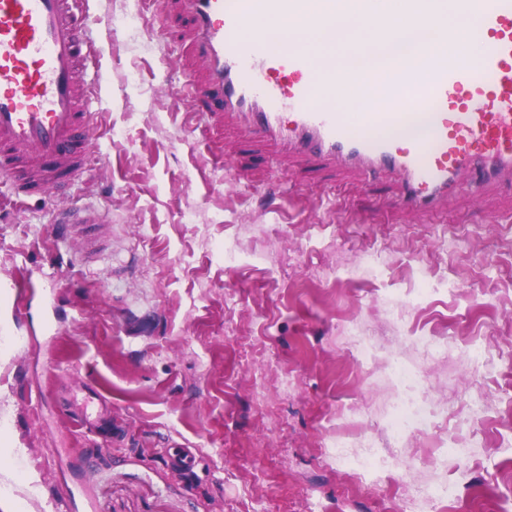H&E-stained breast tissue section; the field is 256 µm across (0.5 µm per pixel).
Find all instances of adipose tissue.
I'll list each match as a JSON object with an SVG mask.
<instances>
[{
  "label": "adipose tissue",
  "instance_id": "1",
  "mask_svg": "<svg viewBox=\"0 0 512 512\" xmlns=\"http://www.w3.org/2000/svg\"><path fill=\"white\" fill-rule=\"evenodd\" d=\"M247 35L262 39L273 49L313 48L319 57L325 58L338 88L337 94L318 98V105L350 113L361 110L365 103L377 104L384 99L379 92L366 101L353 96L350 92L351 74H381L394 57L412 56L423 44L444 41L445 30L420 24L405 25L397 27L393 37L384 39L379 34L377 22L365 18L355 2L331 11L328 23L320 28L303 22L253 24Z\"/></svg>",
  "mask_w": 512,
  "mask_h": 512
}]
</instances>
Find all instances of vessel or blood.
<instances>
[{
  "label": "vessel or blood",
  "mask_w": 512,
  "mask_h": 512,
  "mask_svg": "<svg viewBox=\"0 0 512 512\" xmlns=\"http://www.w3.org/2000/svg\"><path fill=\"white\" fill-rule=\"evenodd\" d=\"M308 3L177 0L193 19L205 65L193 89L207 111L232 114L248 139L284 142L308 161L395 179L399 203L416 214L464 182L512 177V0H452L458 24L446 42L383 73L392 90L413 84V99L354 113L317 106L336 84L313 49L273 52L246 37L255 19L322 23L327 10L308 13ZM444 20L440 0H407L400 18ZM92 31L79 0H0V184L16 197L71 189L90 163ZM99 221L88 208L63 207L55 233L69 242L77 225Z\"/></svg>",
  "instance_id": "b4317fda"
}]
</instances>
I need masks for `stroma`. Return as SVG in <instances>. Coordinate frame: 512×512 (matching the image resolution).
<instances>
[{"instance_id": "stroma-1", "label": "stroma", "mask_w": 512, "mask_h": 512, "mask_svg": "<svg viewBox=\"0 0 512 512\" xmlns=\"http://www.w3.org/2000/svg\"><path fill=\"white\" fill-rule=\"evenodd\" d=\"M83 2L98 149L67 199L0 187V512H478L477 492L512 499V188L407 212L393 181L304 162L201 112L179 9ZM67 202L105 223L93 263L55 235ZM24 272L33 288L4 287ZM424 339L442 348L429 362ZM396 357L428 413L394 449L399 469L375 479L334 445L361 431L390 443ZM87 389L115 438L72 422ZM444 481L455 501L417 498Z\"/></svg>"}]
</instances>
